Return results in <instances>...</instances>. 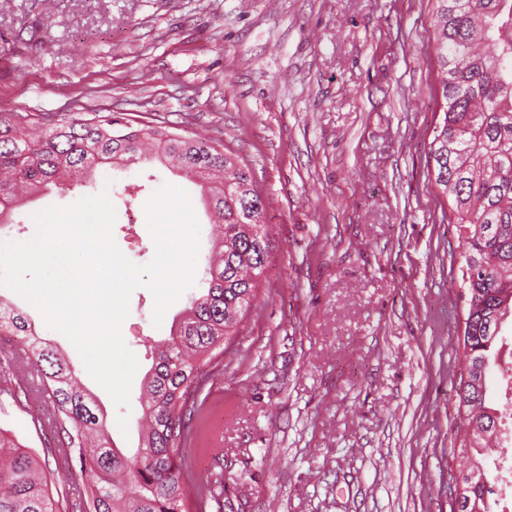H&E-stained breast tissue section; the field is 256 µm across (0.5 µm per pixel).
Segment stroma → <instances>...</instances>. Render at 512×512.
I'll use <instances>...</instances> for the list:
<instances>
[{
	"label": "stroma",
	"instance_id": "stroma-1",
	"mask_svg": "<svg viewBox=\"0 0 512 512\" xmlns=\"http://www.w3.org/2000/svg\"><path fill=\"white\" fill-rule=\"evenodd\" d=\"M431 0H0V116L47 126L98 112L223 144L265 200L272 249L257 296L189 425L205 512H452L458 470L452 374L464 246L428 179L438 121ZM96 183L18 208L108 191L114 240L154 255L145 205L170 184L202 212L199 186L160 164L99 167ZM144 287L121 326L139 366L114 404L72 343L30 313L97 394L117 448L135 454L143 378L167 340ZM0 336V430L27 448L74 512L75 462L56 447L32 368Z\"/></svg>",
	"mask_w": 512,
	"mask_h": 512
}]
</instances>
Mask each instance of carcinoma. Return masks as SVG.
Returning <instances> with one entry per match:
<instances>
[{"label":"carcinoma","instance_id":"1","mask_svg":"<svg viewBox=\"0 0 512 512\" xmlns=\"http://www.w3.org/2000/svg\"><path fill=\"white\" fill-rule=\"evenodd\" d=\"M433 2L441 117L429 144L430 184L466 246L454 372L456 438L467 461L454 480L462 482L461 512H494L487 471L470 450L498 442L486 382L498 367L501 325L512 317V0ZM169 134L168 126L133 125L111 112L64 119L36 137L29 116L0 117V225L14 223L28 196L69 188L75 176L87 182L103 165L138 164L146 148L155 162L200 180L221 225L206 291L191 297L146 376L147 426L132 457L110 445L95 396L65 356L26 313L0 308V334L23 337L17 360L37 368L48 416L63 436L57 452L78 463L82 512H192L206 496L185 461L186 416L206 382L200 368L221 363L269 262L266 206L249 167L211 139ZM50 484L32 453L0 436V512H58Z\"/></svg>","mask_w":512,"mask_h":512}]
</instances>
